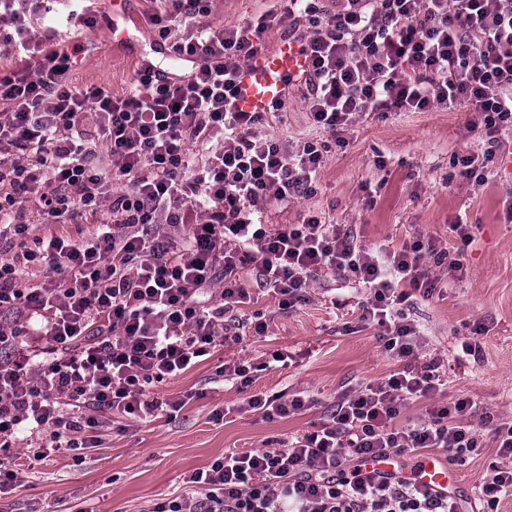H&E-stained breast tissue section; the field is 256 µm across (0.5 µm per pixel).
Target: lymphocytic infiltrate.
I'll return each instance as SVG.
<instances>
[{"label": "lymphocytic infiltrate", "instance_id": "1", "mask_svg": "<svg viewBox=\"0 0 512 512\" xmlns=\"http://www.w3.org/2000/svg\"><path fill=\"white\" fill-rule=\"evenodd\" d=\"M209 2L154 0L155 50L173 65H140L118 96L70 78L60 30L96 26L88 0H70L39 35L49 0H0V494L19 480L18 438L38 460L100 447L113 414L180 408L152 386L241 329L266 335L265 320L238 315L252 266L284 311L328 273L367 289L362 317L400 368L346 391L319 430L216 459L148 512H460L412 476L361 467L431 448L461 460L478 446L477 402H434L437 367L417 364L421 332L398 310L411 293L432 297L433 266L460 274L462 260L432 238L366 249L310 214L263 223L269 207L311 194L325 145L261 134L268 118L285 120L287 99L265 113L235 100L241 70L280 31L308 58L287 86L303 88L317 129L335 138L369 112L464 100L486 148L452 165L483 183L512 127V0H274L243 28L206 23ZM37 223L53 234L33 235ZM70 224L94 230L77 238ZM422 401L424 419L398 426Z\"/></svg>", "mask_w": 512, "mask_h": 512}]
</instances>
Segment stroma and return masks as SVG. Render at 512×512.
Masks as SVG:
<instances>
[{
    "mask_svg": "<svg viewBox=\"0 0 512 512\" xmlns=\"http://www.w3.org/2000/svg\"><path fill=\"white\" fill-rule=\"evenodd\" d=\"M150 7V0H126L112 29L105 21L113 15L112 0H99L96 27L62 32L65 46L84 47L75 56L72 81L116 95L127 91L154 50L146 23ZM269 7L268 0H212L207 21L240 27ZM475 117L464 102L427 112L363 115L345 132L346 146H329L314 194L264 216L268 224H296L311 211L325 223L348 225L366 247L422 236L442 241L450 256L462 258V279H454L446 266L434 268L441 293L414 295L403 310L422 332L419 363L439 364L435 401L467 397L484 410L472 420L479 448L465 462L448 464L458 479L454 496L463 512H481L477 487L496 459L493 428L512 419V221L506 217L512 178L497 172L478 185L460 178L451 165L454 156L482 154L478 132L467 128ZM266 131L291 142L328 138L311 125L297 90L287 122H271ZM457 223L470 225L471 244L450 234L449 225ZM251 296L243 312H263L267 336L246 335L217 346L208 359L159 384L156 396L183 400L180 410L142 422L113 415L111 431L100 447L85 451L83 463L63 449L38 461L26 443H18L12 453L21 481L0 497V512H28L35 501L46 512H145L151 502L184 494L186 475L224 454L286 447L328 419L345 388L384 381L398 368L382 350L377 329L361 320L366 290L334 274L316 281L308 301L287 312L274 293L255 287ZM479 324L485 335H475ZM277 351L291 354L292 363L271 366ZM234 360L258 365L252 393L299 394L311 399V407L274 421L240 411L242 393L218 374L219 366ZM218 411L225 414L219 421Z\"/></svg>",
    "mask_w": 512,
    "mask_h": 512,
    "instance_id": "stroma-1",
    "label": "stroma"
}]
</instances>
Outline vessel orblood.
<instances>
[{
  "instance_id": "obj_1",
  "label": "vessel or blood",
  "mask_w": 512,
  "mask_h": 512,
  "mask_svg": "<svg viewBox=\"0 0 512 512\" xmlns=\"http://www.w3.org/2000/svg\"><path fill=\"white\" fill-rule=\"evenodd\" d=\"M308 61L300 47L283 42L269 53L258 55L240 73L239 92L235 101L242 112H265L280 99L288 78L307 71ZM418 481L439 492L448 490V469L438 459L423 460L415 470Z\"/></svg>"
}]
</instances>
